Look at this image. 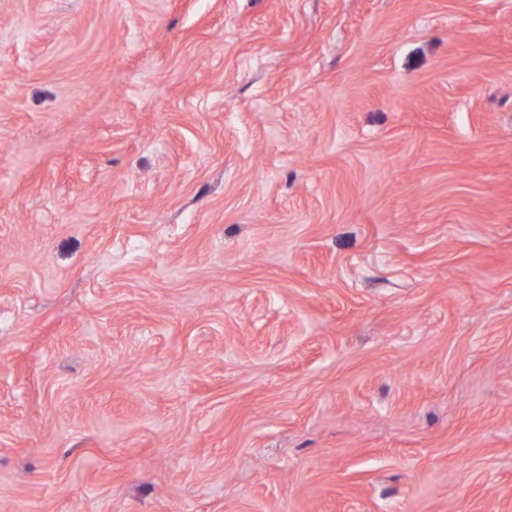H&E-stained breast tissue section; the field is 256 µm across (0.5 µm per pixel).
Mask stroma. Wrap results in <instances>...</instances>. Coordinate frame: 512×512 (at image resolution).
<instances>
[{
	"label": "stroma",
	"instance_id": "stroma-1",
	"mask_svg": "<svg viewBox=\"0 0 512 512\" xmlns=\"http://www.w3.org/2000/svg\"><path fill=\"white\" fill-rule=\"evenodd\" d=\"M0 512H512V0H0Z\"/></svg>",
	"mask_w": 512,
	"mask_h": 512
}]
</instances>
